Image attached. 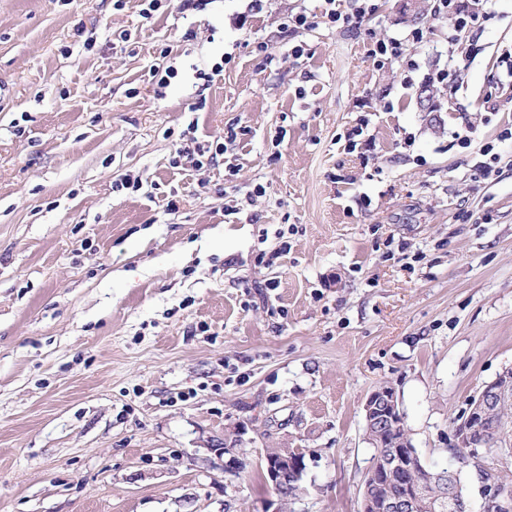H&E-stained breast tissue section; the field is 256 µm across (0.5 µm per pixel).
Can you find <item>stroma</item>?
Listing matches in <instances>:
<instances>
[{
  "mask_svg": "<svg viewBox=\"0 0 512 512\" xmlns=\"http://www.w3.org/2000/svg\"><path fill=\"white\" fill-rule=\"evenodd\" d=\"M249 3L146 22L139 0H0V512H279L270 448L305 453L293 512H359L371 391L453 467L454 421L512 365V0L458 41L432 0L291 42L283 17L324 0H267L242 29ZM418 26L405 86L368 43ZM467 124L499 176L470 180ZM228 125L215 166L176 158ZM129 172L142 189L113 190ZM367 127L368 120H361L360 125H357L348 133L349 150L351 152L360 150L358 154H360L361 157L365 156L367 153H371L375 145L371 138L372 136L365 134ZM243 129L237 131L236 127L233 125L224 128V143H217L215 147V151L213 152L212 146L210 145H201L194 138L182 139L179 146L176 149L177 154H192L197 155L201 159H198V166L200 168H204L205 166H210L214 160L217 158L218 152L221 154L227 150V144L231 145L236 142L239 133L243 134Z\"/></svg>",
  "mask_w": 512,
  "mask_h": 512,
  "instance_id": "stroma-1",
  "label": "stroma"
}]
</instances>
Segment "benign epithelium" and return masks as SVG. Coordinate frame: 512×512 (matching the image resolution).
Here are the masks:
<instances>
[{
	"mask_svg": "<svg viewBox=\"0 0 512 512\" xmlns=\"http://www.w3.org/2000/svg\"><path fill=\"white\" fill-rule=\"evenodd\" d=\"M506 402L512 403V367L483 384L454 424L453 447L468 449L470 459L481 470L488 449L512 446V430L495 422L498 408ZM364 410L368 424L375 425L380 433L378 441L371 442L372 447L382 448L383 440H389V450L376 454L383 474H399L406 480L405 493L385 499L379 512H471L469 500L455 483L456 470L431 471L423 465L393 388L381 386L372 391ZM265 471L274 489L287 484L290 476L298 479L304 474L303 452L292 449L275 463L267 460ZM435 486L438 491L434 493L431 488ZM482 496L483 512H512V495L494 481H483Z\"/></svg>",
	"mask_w": 512,
	"mask_h": 512,
	"instance_id": "benign-epithelium-1",
	"label": "benign epithelium"
}]
</instances>
